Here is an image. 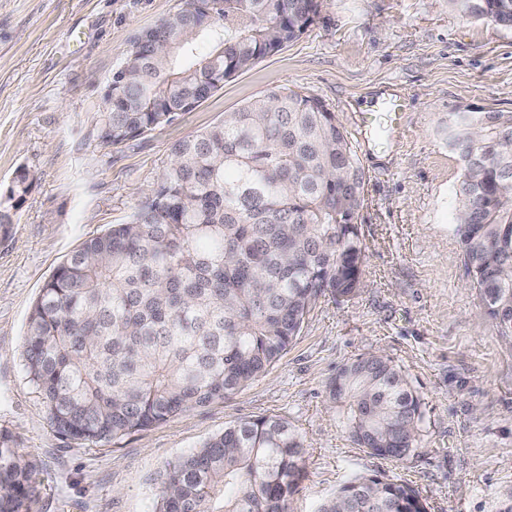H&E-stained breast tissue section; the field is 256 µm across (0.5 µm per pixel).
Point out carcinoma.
Instances as JSON below:
<instances>
[{
    "mask_svg": "<svg viewBox=\"0 0 512 512\" xmlns=\"http://www.w3.org/2000/svg\"><path fill=\"white\" fill-rule=\"evenodd\" d=\"M322 0H181L134 35L112 73L99 138L132 140L191 112L224 81L305 33ZM512 28V0H448ZM461 167L456 235L466 275L512 338V112H452ZM152 194L50 275L23 342L28 382L60 435L119 440L222 402L286 353L317 300L361 288L364 172L321 100L271 91L178 142ZM32 185L20 172L9 198ZM354 444L400 459L417 447L422 400L381 355L327 385ZM304 443L288 422L227 426L168 462L152 512H289ZM30 465L0 434V512H29ZM428 512L408 484L356 476L317 512Z\"/></svg>",
    "mask_w": 512,
    "mask_h": 512,
    "instance_id": "carcinoma-1",
    "label": "carcinoma"
}]
</instances>
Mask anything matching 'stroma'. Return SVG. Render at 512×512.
I'll use <instances>...</instances> for the list:
<instances>
[{
    "label": "stroma",
    "mask_w": 512,
    "mask_h": 512,
    "mask_svg": "<svg viewBox=\"0 0 512 512\" xmlns=\"http://www.w3.org/2000/svg\"><path fill=\"white\" fill-rule=\"evenodd\" d=\"M180 0H0V433L26 456L32 512H150L168 461L225 426L288 421L305 446L291 512H316L358 474L407 482L429 512H512V339L464 271L453 229L461 169L441 128L469 106L512 112V29L465 19L447 0H323L315 23L194 111L118 144L98 136L102 94L134 33ZM272 89L319 98L346 129L377 101L402 125L357 148L362 285L320 298L283 357L230 399L119 441L57 434L22 365L27 319L55 268L87 238L126 222L184 137ZM33 179L8 197L18 171ZM400 366L424 402L417 449L386 460L358 448L326 399L355 357Z\"/></svg>",
    "instance_id": "1"
}]
</instances>
